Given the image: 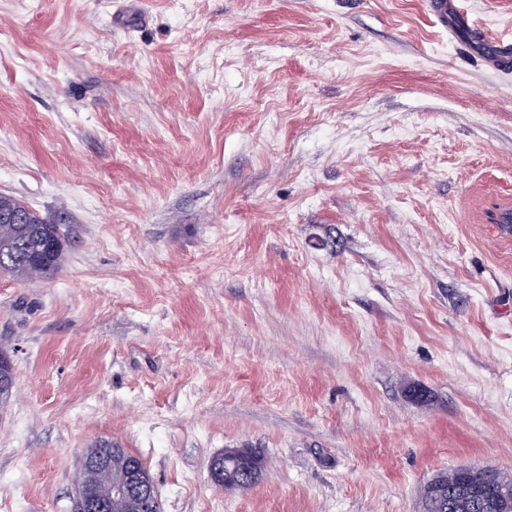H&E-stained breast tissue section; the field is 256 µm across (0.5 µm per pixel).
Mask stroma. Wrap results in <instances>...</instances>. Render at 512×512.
Listing matches in <instances>:
<instances>
[{
    "label": "stroma",
    "instance_id": "stroma-1",
    "mask_svg": "<svg viewBox=\"0 0 512 512\" xmlns=\"http://www.w3.org/2000/svg\"><path fill=\"white\" fill-rule=\"evenodd\" d=\"M512 42V0H459ZM428 0H0V194L65 259L0 273V512L84 451L164 512H422L512 475V68ZM227 448L264 456L213 485ZM456 468L444 470L426 481L420 489V497L425 512H450L448 511V490L456 488L460 484ZM480 468H468L465 470V477L467 481V492L460 497L457 510L459 512H467L473 506L474 500L479 496L482 490Z\"/></svg>",
    "mask_w": 512,
    "mask_h": 512
}]
</instances>
